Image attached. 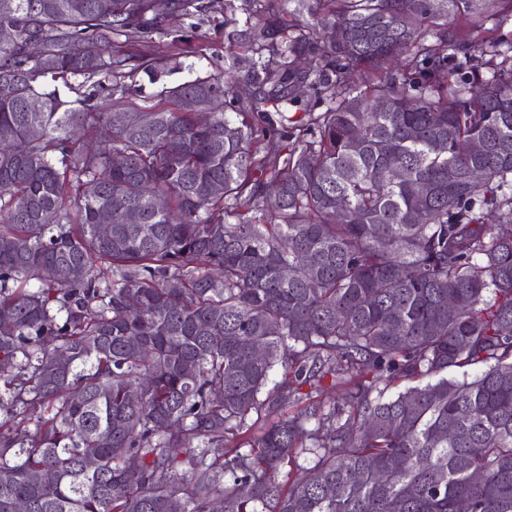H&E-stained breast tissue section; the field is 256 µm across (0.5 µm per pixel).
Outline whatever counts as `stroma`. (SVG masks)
Listing matches in <instances>:
<instances>
[{
  "instance_id": "obj_1",
  "label": "stroma",
  "mask_w": 512,
  "mask_h": 512,
  "mask_svg": "<svg viewBox=\"0 0 512 512\" xmlns=\"http://www.w3.org/2000/svg\"><path fill=\"white\" fill-rule=\"evenodd\" d=\"M204 8L186 14L170 16L164 30L130 43L133 53L148 51L167 60V67L159 76L138 72L118 77V85L129 88L128 102L134 107L155 104L163 87L194 79L196 76H223L233 57H241L238 43L228 42L229 28L245 30V20L255 7L253 0H235L233 9H226L224 0H203ZM235 26H228V19Z\"/></svg>"
}]
</instances>
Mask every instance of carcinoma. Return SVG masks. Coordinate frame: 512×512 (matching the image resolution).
Here are the masks:
<instances>
[{
	"label": "carcinoma",
	"instance_id": "cac0c4a2",
	"mask_svg": "<svg viewBox=\"0 0 512 512\" xmlns=\"http://www.w3.org/2000/svg\"><path fill=\"white\" fill-rule=\"evenodd\" d=\"M289 4L252 76L329 103L282 133L236 61L149 112L41 86L158 75L116 39L200 0H0V408L41 409L0 423V512H512V0Z\"/></svg>",
	"mask_w": 512,
	"mask_h": 512
}]
</instances>
